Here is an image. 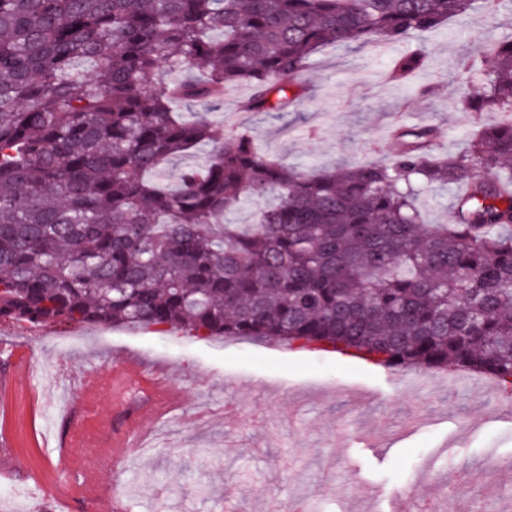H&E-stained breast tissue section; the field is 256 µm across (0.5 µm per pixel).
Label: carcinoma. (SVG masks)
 I'll use <instances>...</instances> for the list:
<instances>
[{"mask_svg":"<svg viewBox=\"0 0 512 512\" xmlns=\"http://www.w3.org/2000/svg\"><path fill=\"white\" fill-rule=\"evenodd\" d=\"M504 0H0V323L140 324L275 338L389 370L454 367L512 393V117L437 157L396 130L386 164L318 175L180 101L283 112L321 47L392 46ZM460 71L512 112V35ZM428 52L401 56L413 76ZM202 152L171 190L170 157ZM465 183L450 224L420 195ZM281 192L255 224H226ZM278 192L267 196L264 200H251L242 203L224 214L226 224H255L257 215L265 207L274 206L279 202Z\"/></svg>","mask_w":512,"mask_h":512,"instance_id":"obj_1","label":"carcinoma"}]
</instances>
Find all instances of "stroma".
Listing matches in <instances>:
<instances>
[{
  "label": "stroma",
  "instance_id": "stroma-1",
  "mask_svg": "<svg viewBox=\"0 0 512 512\" xmlns=\"http://www.w3.org/2000/svg\"><path fill=\"white\" fill-rule=\"evenodd\" d=\"M512 35V8L474 10L432 33L387 49L336 44L314 54L299 81L303 99L283 116L243 112L248 85L224 93L211 118L245 128L260 151L322 171L387 162L390 127L431 126L438 155L463 151L475 123L498 124L462 101L459 64L478 42ZM424 44L425 70L389 82L394 60ZM64 328L0 326V373L15 370L0 404V438L15 470L0 474L10 512H97L101 499L138 487L128 512H258L264 496L306 500L308 512H392L391 490L419 483L421 497L444 496V512L485 492L486 512H512V417L501 391L472 389L448 372L408 390L404 371L362 359L257 338L201 339L143 326L88 330L54 370ZM183 392L152 446L127 442L150 431L144 399L154 371Z\"/></svg>",
  "mask_w": 512,
  "mask_h": 512
}]
</instances>
